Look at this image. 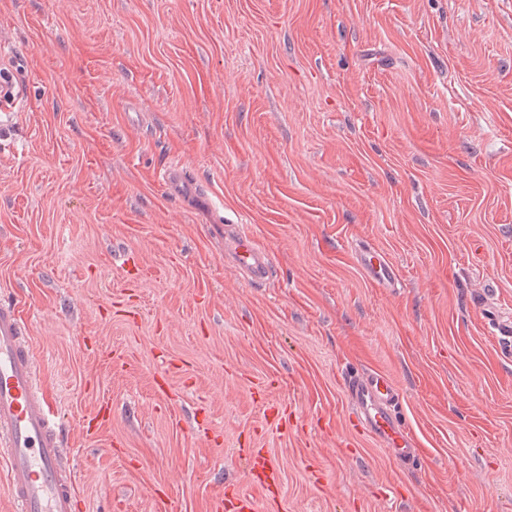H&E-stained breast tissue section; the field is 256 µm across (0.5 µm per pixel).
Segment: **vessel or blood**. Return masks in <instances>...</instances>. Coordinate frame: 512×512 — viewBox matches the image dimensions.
Here are the masks:
<instances>
[{
  "mask_svg": "<svg viewBox=\"0 0 512 512\" xmlns=\"http://www.w3.org/2000/svg\"><path fill=\"white\" fill-rule=\"evenodd\" d=\"M224 255L251 283L268 274L264 251L245 231H224ZM358 262L377 286L396 280L394 267L377 250L364 249ZM353 413L368 433L394 448L401 465L419 457L402 424L401 396L385 374L355 373L345 380ZM0 458L11 474L13 512H76L78 493L67 461L56 404L39 382V362L28 342L16 302L0 300Z\"/></svg>",
  "mask_w": 512,
  "mask_h": 512,
  "instance_id": "1",
  "label": "vessel or blood"
}]
</instances>
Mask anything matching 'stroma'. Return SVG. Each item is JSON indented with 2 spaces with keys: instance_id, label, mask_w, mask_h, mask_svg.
Returning <instances> with one entry per match:
<instances>
[{
  "instance_id": "obj_1",
  "label": "stroma",
  "mask_w": 512,
  "mask_h": 512,
  "mask_svg": "<svg viewBox=\"0 0 512 512\" xmlns=\"http://www.w3.org/2000/svg\"><path fill=\"white\" fill-rule=\"evenodd\" d=\"M0 37V299L78 512H512V0H0ZM370 371L415 471L356 422ZM234 226L239 225L225 224L224 226V255L247 276L252 284L260 283L268 274L265 252L245 231L229 229ZM358 262L366 276L377 286L387 288L394 285L397 279L395 269L377 250H361Z\"/></svg>"
}]
</instances>
